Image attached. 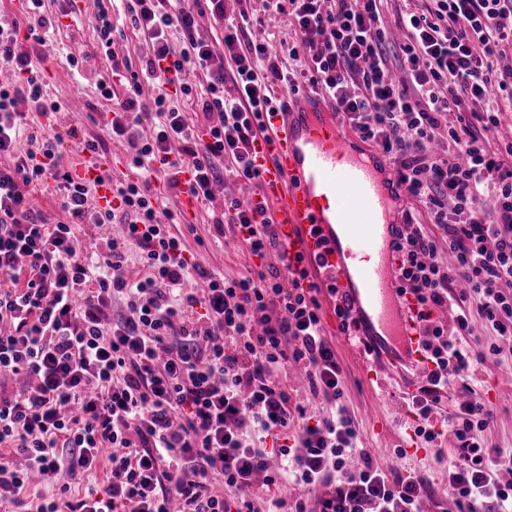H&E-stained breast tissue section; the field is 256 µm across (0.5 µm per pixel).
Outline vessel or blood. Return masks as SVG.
<instances>
[{
	"instance_id": "obj_1",
	"label": "vessel or blood",
	"mask_w": 512,
	"mask_h": 512,
	"mask_svg": "<svg viewBox=\"0 0 512 512\" xmlns=\"http://www.w3.org/2000/svg\"><path fill=\"white\" fill-rule=\"evenodd\" d=\"M271 122L260 143L262 187L289 258L321 266L347 295L355 318L348 342L363 381L381 387L391 374L414 393L425 366L419 307L397 288L403 227L390 219L380 149L348 136L328 101L310 91Z\"/></svg>"
}]
</instances>
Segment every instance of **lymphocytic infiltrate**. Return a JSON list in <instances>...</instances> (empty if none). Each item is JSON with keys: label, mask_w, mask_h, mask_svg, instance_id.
I'll list each match as a JSON object with an SVG mask.
<instances>
[{"label": "lymphocytic infiltrate", "mask_w": 512, "mask_h": 512, "mask_svg": "<svg viewBox=\"0 0 512 512\" xmlns=\"http://www.w3.org/2000/svg\"><path fill=\"white\" fill-rule=\"evenodd\" d=\"M383 2L262 0L259 12L231 14L225 0H112L148 52L137 72L113 60L97 87L107 98L112 78L130 85L107 122L127 141L130 167L176 170L170 188L201 203L225 173L248 193L260 188L258 144L287 93H320L352 133L381 147L424 211L405 213L398 245V288L420 306L429 364L412 398L414 434L432 448L450 438L458 512H512V480L500 478L512 473V454L490 447L493 410L473 385V364L486 358L477 322L512 337V143L491 146L512 106V67L498 65L512 49V0H420L398 16L399 43L380 23ZM269 12L291 20L298 44L287 56L248 36ZM206 20L215 39L199 35ZM219 51L224 66L210 69ZM0 64L14 75L0 83V512H424L428 478L382 469L361 448L319 297L333 303L339 333L351 309L337 286L291 262L266 201L244 209L225 198L213 223L256 267L228 278L192 263L185 235L194 225L161 222L149 181L113 184L102 205L64 165L70 148L95 154L100 139L70 128L20 150L28 113L49 119L59 105L45 97L17 28L0 26ZM191 69L203 72L200 83L186 81ZM143 74L154 85L147 100ZM177 95L202 112L207 137ZM470 99L483 110L466 111ZM49 181L65 214L53 224L29 194ZM116 221L122 238L80 250L77 226L93 233ZM441 308L453 310L452 325L436 319ZM297 368L327 416L293 397ZM8 376L22 386L9 390ZM446 400L452 413L438 410ZM33 473L47 491L27 502ZM80 475L88 484L70 496ZM286 483L288 499L278 494Z\"/></svg>", "instance_id": "obj_1"}]
</instances>
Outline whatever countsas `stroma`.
Here are the masks:
<instances>
[{"label":"stroma","instance_id":"stroma-1","mask_svg":"<svg viewBox=\"0 0 512 512\" xmlns=\"http://www.w3.org/2000/svg\"><path fill=\"white\" fill-rule=\"evenodd\" d=\"M100 0H71L68 15H61L57 0H44V9L56 19V31L51 43L40 45L28 42L27 48L34 67L44 79L45 91L50 100L56 101L59 110L54 126L62 130L78 128L89 137H101L104 148L98 159L106 174L113 181H122L130 175L129 147L126 141L109 137L106 115L114 103L127 93L126 86L113 84L111 98H103L97 83L111 68V61L101 48L96 31L95 17ZM78 46L82 65L72 70L66 60L70 46ZM168 173H153L150 182L160 190L165 205L175 219L196 227L187 236L186 247L192 261L200 266L232 278L245 272L253 262L245 247L235 240L218 236L213 228L215 217L224 210V199L238 195L239 184L232 178L217 183L210 201L199 205L191 215L180 208L181 193L167 188ZM327 334L336 349L344 369L346 387L344 404L353 417L360 433L361 444L382 467L401 471H418L425 474L432 486L433 496L425 504L427 512H447L453 500L448 492L446 470L454 458L452 448H445L442 456H435L433 449L408 447L414 420L409 411L411 398L403 394L396 379H388L385 390L373 392L364 387L348 346L336 329ZM477 336L482 348L499 345L501 355L487 356L476 365L475 387L494 410V421L488 433L493 446L512 452V341L496 336L486 327H478ZM405 448V455H398V448Z\"/></svg>","mask_w":512,"mask_h":512}]
</instances>
